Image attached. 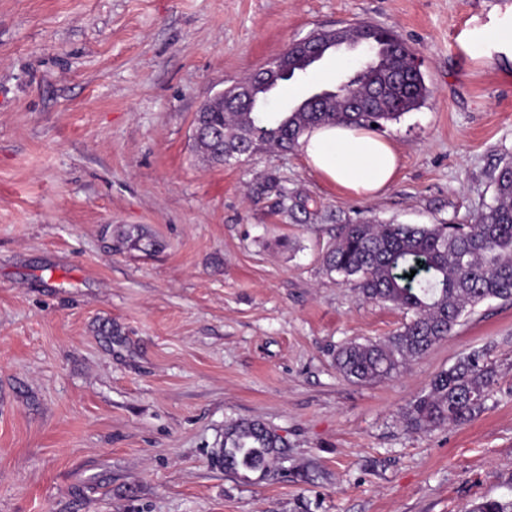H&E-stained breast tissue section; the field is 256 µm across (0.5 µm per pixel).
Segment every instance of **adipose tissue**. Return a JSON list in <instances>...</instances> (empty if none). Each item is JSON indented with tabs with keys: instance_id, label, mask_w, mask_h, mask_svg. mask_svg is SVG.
<instances>
[{
	"instance_id": "adipose-tissue-1",
	"label": "adipose tissue",
	"mask_w": 512,
	"mask_h": 512,
	"mask_svg": "<svg viewBox=\"0 0 512 512\" xmlns=\"http://www.w3.org/2000/svg\"><path fill=\"white\" fill-rule=\"evenodd\" d=\"M300 149L313 173L350 197L375 199L396 176L393 143L367 128L318 126L302 137Z\"/></svg>"
}]
</instances>
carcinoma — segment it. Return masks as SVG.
I'll return each mask as SVG.
<instances>
[{
    "label": "carcinoma",
    "mask_w": 512,
    "mask_h": 512,
    "mask_svg": "<svg viewBox=\"0 0 512 512\" xmlns=\"http://www.w3.org/2000/svg\"><path fill=\"white\" fill-rule=\"evenodd\" d=\"M323 43L336 40L382 41L376 63L346 79L349 91L362 95L368 80L383 73H402L413 53L391 30L365 23L322 31ZM430 90L421 72L412 84L399 83L376 112H352L347 98L318 87L297 105L278 115L251 111L230 103L223 112H197L192 124L223 131L194 139L204 161L229 164L268 147L293 148L302 134L321 125L379 127L397 121L425 104ZM492 205L473 224H381L369 220L338 227L323 264L355 282L360 295L402 309L412 318L382 341L349 343L334 355L336 368L347 379L370 383L392 376L443 340L459 319L480 303L496 298L512 300V160L494 175ZM131 249L155 246L151 233L132 226L120 231ZM412 278H407V275ZM496 372L484 354L473 351L438 373L429 391L403 412L408 428L430 430L470 419L495 382ZM286 442L264 424L240 420L224 428V467L264 477L282 458ZM466 512H512V499H487Z\"/></svg>",
    "instance_id": "cac0c4a2"
}]
</instances>
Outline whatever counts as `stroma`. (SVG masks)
I'll return each instance as SVG.
<instances>
[{
    "label": "stroma",
    "instance_id": "stroma-1",
    "mask_svg": "<svg viewBox=\"0 0 512 512\" xmlns=\"http://www.w3.org/2000/svg\"><path fill=\"white\" fill-rule=\"evenodd\" d=\"M512 0H0V512H465L512 498V301L475 307L401 373L353 383L345 343L407 322L322 256L333 225L473 223L512 159ZM368 21L431 95L380 136L372 200L299 150L210 165L192 118L308 35ZM329 56L274 110L336 82ZM276 179L279 190L255 192ZM305 201L299 209L297 201ZM144 225L158 246L117 239ZM474 350L497 372L471 421L402 414ZM288 442L263 481L225 470L224 427Z\"/></svg>",
    "mask_w": 512,
    "mask_h": 512
}]
</instances>
